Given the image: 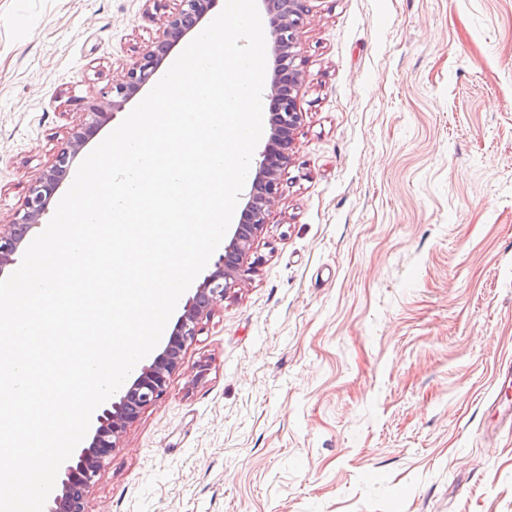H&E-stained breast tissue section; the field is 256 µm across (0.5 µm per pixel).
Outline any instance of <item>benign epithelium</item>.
I'll use <instances>...</instances> for the list:
<instances>
[{
	"label": "benign epithelium",
	"instance_id": "benign-epithelium-1",
	"mask_svg": "<svg viewBox=\"0 0 512 512\" xmlns=\"http://www.w3.org/2000/svg\"><path fill=\"white\" fill-rule=\"evenodd\" d=\"M178 10L162 22L161 36L147 47L130 67L122 82L112 86V97L93 102L83 121L72 130L66 147L28 187L23 208L17 210L5 231H0V278L9 276L15 256L23 251L53 197L64 184L74 161L116 113L156 79L171 50L194 31L213 9L215 0H179ZM308 0H261L269 26V48L273 68L268 99L274 112L268 118V137L252 168L251 181L238 204L239 220L224 240V254L213 264L183 307L177 324L152 362L143 366L132 379L123 383L109 406L96 416L93 432L83 445L62 464L61 489L46 500V512H89L88 494L102 464L118 441L146 407L166 393L170 374L182 361L188 343L197 336L198 325L211 306L224 297L235 282L250 271L248 255L254 237L266 224L269 210L277 198L280 175L290 162L293 136L301 123L297 104L300 70L296 65L301 29L309 9Z\"/></svg>",
	"mask_w": 512,
	"mask_h": 512
}]
</instances>
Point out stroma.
<instances>
[{
  "mask_svg": "<svg viewBox=\"0 0 512 512\" xmlns=\"http://www.w3.org/2000/svg\"><path fill=\"white\" fill-rule=\"evenodd\" d=\"M177 0H0V225ZM253 269L90 512H512V0H309ZM512 391V370L510 368L502 372L496 397L492 402L491 406H494L497 410L499 423L508 424L509 429L512 427V407L509 405L505 406V401H508L509 394ZM503 405L505 407H503Z\"/></svg>",
  "mask_w": 512,
  "mask_h": 512,
  "instance_id": "35a3bbf8",
  "label": "stroma"
}]
</instances>
